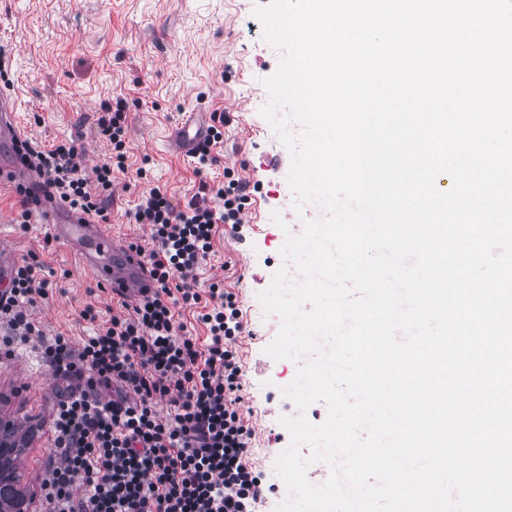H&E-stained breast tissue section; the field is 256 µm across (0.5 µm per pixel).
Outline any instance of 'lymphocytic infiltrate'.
I'll list each match as a JSON object with an SVG mask.
<instances>
[{"label": "lymphocytic infiltrate", "instance_id": "1", "mask_svg": "<svg viewBox=\"0 0 512 512\" xmlns=\"http://www.w3.org/2000/svg\"><path fill=\"white\" fill-rule=\"evenodd\" d=\"M24 146L53 197L108 222L111 163L89 171L73 144L29 138ZM199 191L179 210L156 186L130 212L149 230L144 255L157 290L114 314L81 348L46 336L30 313L48 294L37 256L13 270L0 294V320L13 337H48L44 355L54 377H79L91 388L54 405L53 450L40 482L44 512H260L266 500L242 383L243 311L221 282L203 289L197 277L218 226L241 224L251 199L230 166L221 187L203 183ZM181 309L195 311L205 340L186 333L176 318ZM13 337L0 342L11 345ZM111 387L116 396L100 400L98 390Z\"/></svg>", "mask_w": 512, "mask_h": 512}]
</instances>
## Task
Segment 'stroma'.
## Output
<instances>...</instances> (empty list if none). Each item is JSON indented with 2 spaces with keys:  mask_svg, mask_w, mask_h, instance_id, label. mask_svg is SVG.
<instances>
[{
  "mask_svg": "<svg viewBox=\"0 0 512 512\" xmlns=\"http://www.w3.org/2000/svg\"><path fill=\"white\" fill-rule=\"evenodd\" d=\"M261 0H0V71L9 79L17 115L27 136L53 144L73 142L94 164L112 157L110 143L97 132L103 104L126 102V172L116 173L109 225L121 239L149 246L146 228L128 217L144 191L166 189L181 209L200 182H224V157L235 153L236 168L252 184V203L237 232L217 230L214 253L198 273L201 285L218 279L238 294L247 334L242 341L244 389L253 410L254 459L264 473L275 470L290 436L280 424L287 410L278 391L296 377L292 359L265 352L280 321L266 314L259 295L282 266L287 234L298 235L322 210H295L287 176L290 154L262 116L269 100L263 84L281 51L265 40L255 15ZM229 114L224 141L213 147L216 161L198 168L196 159L174 154L168 136L186 113ZM15 186L0 182V239L16 260L39 255L52 270L47 298L33 316L48 333L81 346L110 324L116 302L100 291L49 230V218L32 214L27 227ZM280 221H273V214ZM95 321L82 318L86 306ZM11 357L0 362V416L28 432L18 464L31 512H40L37 473L52 446L49 411L62 386L42 360L33 338L14 341Z\"/></svg>",
  "mask_w": 512,
  "mask_h": 512,
  "instance_id": "1",
  "label": "stroma"
}]
</instances>
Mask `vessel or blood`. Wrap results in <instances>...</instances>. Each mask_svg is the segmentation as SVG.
I'll return each instance as SVG.
<instances>
[{"label": "vessel or blood", "instance_id": "obj_1", "mask_svg": "<svg viewBox=\"0 0 512 512\" xmlns=\"http://www.w3.org/2000/svg\"><path fill=\"white\" fill-rule=\"evenodd\" d=\"M210 115L192 112L176 127L172 143L180 156L195 153L209 135ZM24 135L14 99L0 94V179L28 188L39 209L51 216V233L90 272L105 291L137 304L150 295L156 282L143 254L112 235L106 225L49 200L29 158L21 149Z\"/></svg>", "mask_w": 512, "mask_h": 512}]
</instances>
